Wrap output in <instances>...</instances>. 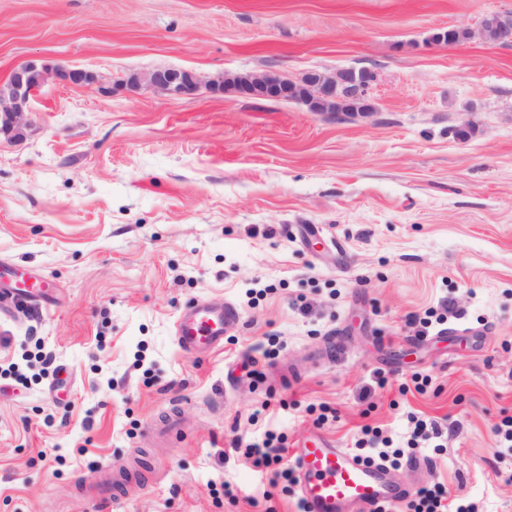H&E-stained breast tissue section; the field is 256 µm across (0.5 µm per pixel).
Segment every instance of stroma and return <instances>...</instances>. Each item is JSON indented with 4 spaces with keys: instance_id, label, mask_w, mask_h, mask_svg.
Listing matches in <instances>:
<instances>
[{
    "instance_id": "stroma-1",
    "label": "stroma",
    "mask_w": 512,
    "mask_h": 512,
    "mask_svg": "<svg viewBox=\"0 0 512 512\" xmlns=\"http://www.w3.org/2000/svg\"><path fill=\"white\" fill-rule=\"evenodd\" d=\"M490 12L512 0H0V83L31 57L106 83L378 75L368 117L41 87L0 135V286L43 284L0 313V364L27 379L0 378V512H299L234 439L350 449L369 425L403 449L413 414L448 442L401 486L512 512V46L478 35ZM456 26L473 37L426 45ZM195 300L242 320L204 357L175 337ZM429 311L446 331L420 335Z\"/></svg>"
}]
</instances>
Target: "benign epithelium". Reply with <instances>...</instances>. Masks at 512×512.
Segmentation results:
<instances>
[{
    "instance_id": "7a95c632",
    "label": "benign epithelium",
    "mask_w": 512,
    "mask_h": 512,
    "mask_svg": "<svg viewBox=\"0 0 512 512\" xmlns=\"http://www.w3.org/2000/svg\"><path fill=\"white\" fill-rule=\"evenodd\" d=\"M482 37L496 45L512 44V12H493L483 17ZM62 86L87 87L97 84L95 73L58 66L53 69L36 60L18 63L0 88V134L17 136L27 126L26 114L30 103L47 78ZM376 72L361 68H341L334 72L310 70L293 80L278 70L247 73L233 80L214 79L204 82L194 73L175 68H156L146 74H132L123 85L131 90L143 87L153 91L194 96L205 90L212 94L233 92L246 98L266 100L289 99L304 104L310 112L351 113L355 109L363 116L376 112L373 87Z\"/></svg>"
}]
</instances>
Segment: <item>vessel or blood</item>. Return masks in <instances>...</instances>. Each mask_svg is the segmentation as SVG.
I'll return each mask as SVG.
<instances>
[{
  "label": "vessel or blood",
  "mask_w": 512,
  "mask_h": 512,
  "mask_svg": "<svg viewBox=\"0 0 512 512\" xmlns=\"http://www.w3.org/2000/svg\"><path fill=\"white\" fill-rule=\"evenodd\" d=\"M240 322L229 306L197 300L180 313L175 332L186 351L206 354L224 344V333ZM299 476L304 512H376L400 503L409 492L397 486L385 464L367 462L322 434H314L290 451Z\"/></svg>",
  "instance_id": "vessel-or-blood-1"
}]
</instances>
